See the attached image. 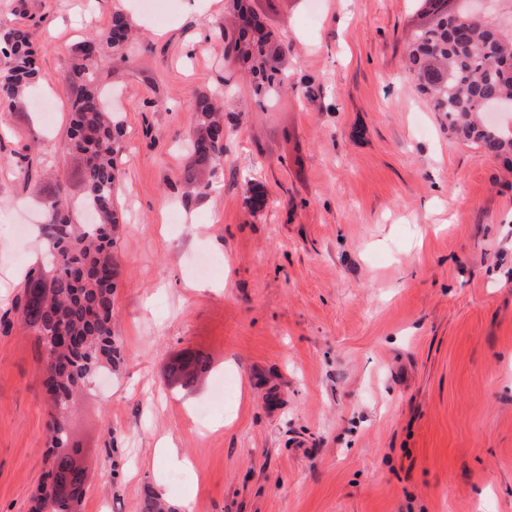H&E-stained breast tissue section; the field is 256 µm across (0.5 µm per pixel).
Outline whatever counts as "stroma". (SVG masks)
<instances>
[{
    "mask_svg": "<svg viewBox=\"0 0 512 512\" xmlns=\"http://www.w3.org/2000/svg\"><path fill=\"white\" fill-rule=\"evenodd\" d=\"M190 2L0 0L40 70L0 107V512H30L50 468L15 305L53 180L83 195L63 75L118 11L137 38L96 78L122 122V361L72 401L79 512H140L158 487L174 512H512V164L448 132L403 71L417 0H255L291 85L262 103L224 63L227 0ZM200 91L224 96V165L188 198ZM198 352L208 377L169 385Z\"/></svg>",
    "mask_w": 512,
    "mask_h": 512,
    "instance_id": "1",
    "label": "stroma"
}]
</instances>
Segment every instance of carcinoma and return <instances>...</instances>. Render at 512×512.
<instances>
[{
  "label": "carcinoma",
  "instance_id": "carcinoma-1",
  "mask_svg": "<svg viewBox=\"0 0 512 512\" xmlns=\"http://www.w3.org/2000/svg\"><path fill=\"white\" fill-rule=\"evenodd\" d=\"M228 14L224 59L244 65L253 95L267 100L286 83L283 44L264 31L247 0H231ZM130 36L127 18L114 14L107 46L118 49ZM98 53L97 42L82 43L64 75L72 87L67 149L79 166L81 203L96 212L97 222L74 221L69 186L54 184L39 227L46 260L29 271L17 305L22 327L34 334L41 350L47 397L58 403L120 362L113 300L120 276L114 190L120 179L121 124L102 105L95 78ZM0 54L7 59L0 69V106L15 108L39 76L31 33L21 25L1 33ZM504 59L512 61L511 31L487 22L464 29L450 25L445 9L412 38L405 65L451 132L486 155L502 156L512 155V130L481 115L490 105H512V65L502 67ZM194 112L184 182L188 192L202 196L210 189L209 177L224 163V115L219 97L206 91L197 93ZM166 371L173 381L189 386L210 371V364L200 354H189L170 362ZM46 444L54 490L40 493L32 512H74L85 494L76 449L51 424Z\"/></svg>",
  "mask_w": 512,
  "mask_h": 512
}]
</instances>
